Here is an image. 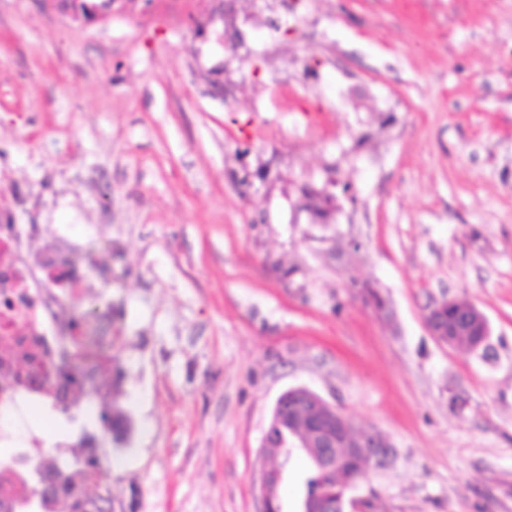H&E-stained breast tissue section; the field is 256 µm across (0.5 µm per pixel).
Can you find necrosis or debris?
Here are the masks:
<instances>
[{"label": "necrosis or debris", "instance_id": "1", "mask_svg": "<svg viewBox=\"0 0 512 512\" xmlns=\"http://www.w3.org/2000/svg\"><path fill=\"white\" fill-rule=\"evenodd\" d=\"M29 239L0 205V512H78V501L80 512H102L90 488L105 453L83 425L98 393L81 345L86 326L111 318L112 304L88 294L91 275L71 263L61 239L46 240L35 255ZM32 409L77 424L76 434L46 450L25 421Z\"/></svg>", "mask_w": 512, "mask_h": 512}]
</instances>
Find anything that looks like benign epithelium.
Wrapping results in <instances>:
<instances>
[{
	"mask_svg": "<svg viewBox=\"0 0 512 512\" xmlns=\"http://www.w3.org/2000/svg\"><path fill=\"white\" fill-rule=\"evenodd\" d=\"M448 300L444 299L433 304L426 316L428 330L436 338L443 336H462L474 318L482 311L474 304L457 309L454 317L446 316ZM300 406L307 415L308 434L316 447L321 449V462L333 463L336 454L343 450L350 455H361L367 460V468L384 469L394 457L393 446L374 429H358L350 438H343L336 432V406L321 395L306 387H293L282 392L274 404V414L265 428L262 445L275 444L284 447L283 421L291 416L295 407ZM286 468L282 463L270 464L260 458V466L256 480L257 499L260 512H268L277 495L278 487L285 479Z\"/></svg>",
	"mask_w": 512,
	"mask_h": 512,
	"instance_id": "7a95c632",
	"label": "benign epithelium"
}]
</instances>
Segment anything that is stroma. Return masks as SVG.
<instances>
[{
  "mask_svg": "<svg viewBox=\"0 0 512 512\" xmlns=\"http://www.w3.org/2000/svg\"><path fill=\"white\" fill-rule=\"evenodd\" d=\"M0 190L112 301V512H259L294 386L392 444L363 512H512V0H0ZM448 299L433 304L426 316L425 322L428 330L438 340L444 342L441 336H456L457 346L470 348L480 339V336H462L467 334V330L477 315H481L487 324L488 335L490 336V327L485 314L474 304L470 303L465 307H458L454 317L448 318ZM449 314V311H448Z\"/></svg>",
  "mask_w": 512,
  "mask_h": 512,
  "instance_id": "1",
  "label": "stroma"
}]
</instances>
